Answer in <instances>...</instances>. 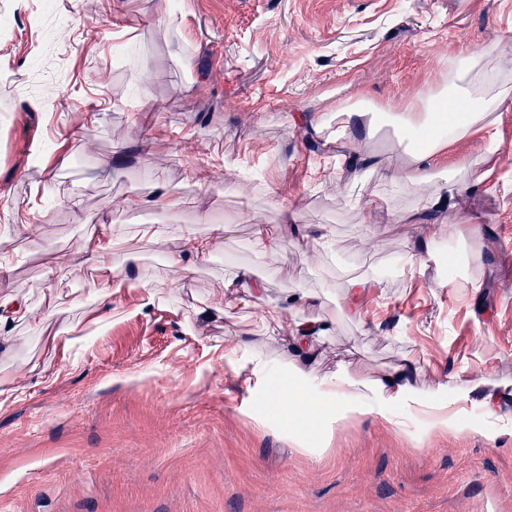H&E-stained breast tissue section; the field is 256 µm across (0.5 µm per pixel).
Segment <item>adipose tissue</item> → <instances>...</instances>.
<instances>
[{"mask_svg": "<svg viewBox=\"0 0 512 512\" xmlns=\"http://www.w3.org/2000/svg\"><path fill=\"white\" fill-rule=\"evenodd\" d=\"M452 62L447 81L426 84L416 100L404 108L390 105L380 111L407 142L409 160L393 179L414 196L417 208L426 212L453 207L461 174H471L473 187L482 188L484 177L475 173L474 159L465 157L443 169L438 163L439 155L451 141L465 139L474 131L483 133L487 143H494L500 114L512 105V86L507 84L499 88L494 98H485L478 87V54H456ZM221 231V226L216 225L207 235L186 232L180 252L170 259L174 273L184 276L192 271L195 262L207 260ZM322 331L321 325L296 322L292 344L299 357L289 365L287 385L268 383L262 389V399L275 423L288 426L296 437L305 438L312 425L329 429L372 412L385 417L395 406L409 412L420 407H446L448 398L443 391L421 394L413 386L407 367L371 381L337 376L310 385L311 372L305 356L313 337Z\"/></svg>", "mask_w": 512, "mask_h": 512, "instance_id": "1", "label": "adipose tissue"}]
</instances>
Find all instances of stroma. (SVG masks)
I'll return each mask as SVG.
<instances>
[{"instance_id":"obj_1","label":"stroma","mask_w":512,"mask_h":512,"mask_svg":"<svg viewBox=\"0 0 512 512\" xmlns=\"http://www.w3.org/2000/svg\"><path fill=\"white\" fill-rule=\"evenodd\" d=\"M509 38L512 0H0V297L28 309L0 331V512H512V109L494 153L478 134L449 146L442 165L478 156L486 183H461L433 224L408 219L413 199L388 179L407 161L393 128L350 131L380 163L356 182L315 130L341 87L404 105L449 56ZM158 183L171 206L126 208ZM212 223V256L171 284L183 232ZM115 224L137 260L113 258L126 283L105 307L100 271L75 274L72 258ZM257 224L276 244L266 258L249 248ZM451 224L465 279L442 287L432 263L392 273L422 239L451 248ZM242 268L266 288L247 306L224 290ZM350 273L381 280L360 323L337 289ZM322 291L262 325L285 295ZM299 319L326 327L313 381L410 361L421 392L469 383L464 429L371 414L311 428L301 449L242 383L284 376Z\"/></svg>"}]
</instances>
